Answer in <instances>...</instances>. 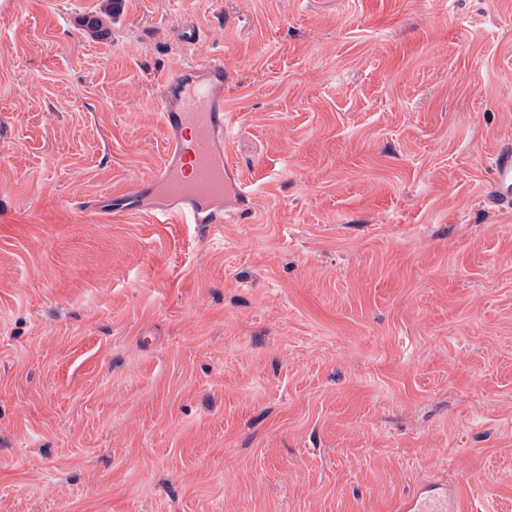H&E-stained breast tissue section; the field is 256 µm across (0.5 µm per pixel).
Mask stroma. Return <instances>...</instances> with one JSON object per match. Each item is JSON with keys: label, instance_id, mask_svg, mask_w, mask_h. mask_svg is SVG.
<instances>
[{"label": "stroma", "instance_id": "obj_1", "mask_svg": "<svg viewBox=\"0 0 512 512\" xmlns=\"http://www.w3.org/2000/svg\"><path fill=\"white\" fill-rule=\"evenodd\" d=\"M105 2L0 0V512H512V0ZM217 60L250 217L90 221ZM491 169L495 197L499 205L509 206L512 201V151L503 147L492 158ZM119 199L123 200V195L120 197H112L111 195L103 198L85 200L80 203V210H82L85 216L91 219L110 216L112 214L113 202ZM460 498H449L448 488L439 483H427L403 498L399 512H462Z\"/></svg>", "mask_w": 512, "mask_h": 512}]
</instances>
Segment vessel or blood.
Wrapping results in <instances>:
<instances>
[{
  "label": "vessel or blood",
  "mask_w": 512,
  "mask_h": 512,
  "mask_svg": "<svg viewBox=\"0 0 512 512\" xmlns=\"http://www.w3.org/2000/svg\"><path fill=\"white\" fill-rule=\"evenodd\" d=\"M160 120L168 139L166 156L155 177L138 186L136 209L162 224H220L229 198L237 215H246L247 199L224 158L229 120L223 62L172 73L163 87ZM491 169L498 204H512V149H500ZM399 512H463V505L449 497L445 485L427 483L401 500Z\"/></svg>",
  "instance_id": "b4317fda"
}]
</instances>
